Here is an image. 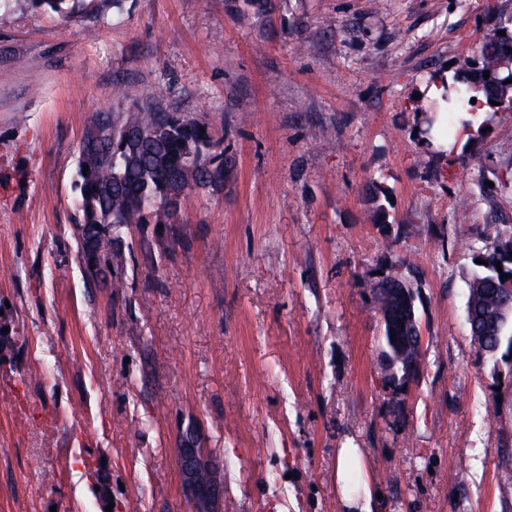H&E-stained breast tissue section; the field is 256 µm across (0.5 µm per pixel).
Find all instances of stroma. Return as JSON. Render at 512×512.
Wrapping results in <instances>:
<instances>
[{
    "label": "stroma",
    "mask_w": 512,
    "mask_h": 512,
    "mask_svg": "<svg viewBox=\"0 0 512 512\" xmlns=\"http://www.w3.org/2000/svg\"><path fill=\"white\" fill-rule=\"evenodd\" d=\"M512 0H0V512H197L186 434L221 512H344L361 449L378 512H512V368L466 325L478 225L512 231V112L439 155L415 92L473 60ZM124 95L115 97L113 85ZM147 99L208 121L233 161L168 233L88 278L77 145ZM483 158L470 165V155ZM387 189L374 224L368 182ZM419 283L424 366L394 381L379 274ZM80 0H14L13 4L19 9L29 8L31 4L46 5L58 15L68 16L80 7ZM179 470L191 499L203 508L224 498L223 483L217 467L204 448L185 438L178 454ZM207 509V508H206Z\"/></svg>",
    "instance_id": "stroma-1"
}]
</instances>
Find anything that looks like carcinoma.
I'll return each instance as SVG.
<instances>
[{
    "label": "carcinoma",
    "instance_id": "cac0c4a2",
    "mask_svg": "<svg viewBox=\"0 0 512 512\" xmlns=\"http://www.w3.org/2000/svg\"><path fill=\"white\" fill-rule=\"evenodd\" d=\"M15 7L46 5L58 15L68 16L80 0H13ZM505 35H499V32ZM490 73L484 78V73ZM483 94L485 101L512 105V13H500L492 36L479 47L476 64L457 68L445 86L448 124L474 108L471 99ZM98 117L85 125L78 143L77 180L78 252L89 271L101 265L102 249L123 244L131 229L142 224L172 228L179 216L171 209L174 197L196 188L221 189L229 180L232 159L216 151L212 126L181 112H170L136 104L115 115L109 136L97 135ZM89 166L83 172V165ZM386 189L373 181L367 201L373 206L374 221L385 223L380 203ZM479 259L468 282L466 323L478 356L506 360L512 352V318H497V300L512 296V233L496 224L479 232ZM502 262L497 270L495 262ZM508 279L501 280V274ZM376 301L381 317L398 302L396 289H407L411 299L419 291L411 282L393 275L376 283ZM396 337H391V332ZM384 354L389 369L405 381L419 376L423 359L419 340L417 308L403 313L402 320L383 323Z\"/></svg>",
    "mask_w": 512,
    "mask_h": 512
}]
</instances>
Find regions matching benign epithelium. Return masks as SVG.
Masks as SVG:
<instances>
[{"instance_id":"1","label":"benign epithelium","mask_w":512,"mask_h":512,"mask_svg":"<svg viewBox=\"0 0 512 512\" xmlns=\"http://www.w3.org/2000/svg\"><path fill=\"white\" fill-rule=\"evenodd\" d=\"M179 470L191 499L206 507L224 498L223 483L217 467L205 449L188 438L184 439L178 454Z\"/></svg>"}]
</instances>
